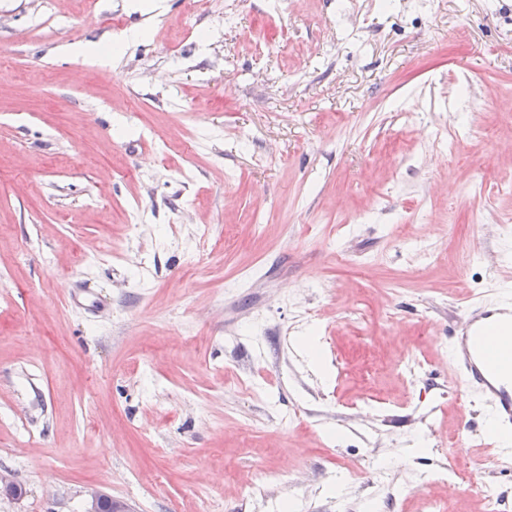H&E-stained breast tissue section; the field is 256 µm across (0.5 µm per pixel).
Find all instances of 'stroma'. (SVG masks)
<instances>
[{"label":"stroma","instance_id":"35a3bbf8","mask_svg":"<svg viewBox=\"0 0 512 512\" xmlns=\"http://www.w3.org/2000/svg\"><path fill=\"white\" fill-rule=\"evenodd\" d=\"M216 9L0 0V512H512L444 349L512 293V0ZM146 30L141 28L133 29L130 33H126L122 43L109 42L106 44L95 45L92 49H85L80 46H74L73 50L78 54H89L98 60L100 63L108 62L123 43L133 40L141 39L145 36ZM297 484V478L286 470H265L260 472L251 483L247 495L243 498L246 503H253L268 497L274 486Z\"/></svg>","mask_w":512,"mask_h":512}]
</instances>
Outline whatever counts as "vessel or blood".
<instances>
[{
	"mask_svg": "<svg viewBox=\"0 0 512 512\" xmlns=\"http://www.w3.org/2000/svg\"><path fill=\"white\" fill-rule=\"evenodd\" d=\"M449 359L495 421L512 428V297L472 305L451 336Z\"/></svg>",
	"mask_w": 512,
	"mask_h": 512,
	"instance_id": "obj_1",
	"label": "vessel or blood"
}]
</instances>
